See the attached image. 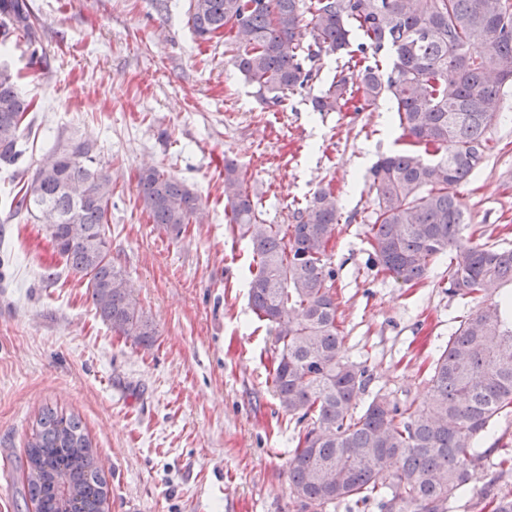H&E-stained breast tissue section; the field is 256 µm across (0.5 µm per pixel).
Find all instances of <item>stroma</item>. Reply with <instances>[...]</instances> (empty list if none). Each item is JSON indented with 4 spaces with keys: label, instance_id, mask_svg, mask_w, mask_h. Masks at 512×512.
<instances>
[{
    "label": "stroma",
    "instance_id": "stroma-1",
    "mask_svg": "<svg viewBox=\"0 0 512 512\" xmlns=\"http://www.w3.org/2000/svg\"><path fill=\"white\" fill-rule=\"evenodd\" d=\"M31 4L38 43L12 34L0 48L34 102L22 163L0 170V512H27L24 448L46 405L78 415L107 459L111 512H293L298 426L267 379L274 338L249 305L252 247L224 214V163L236 162L267 224L293 223L317 190L333 189L343 354L368 366L370 391L421 405L458 315L483 301L448 294L447 260L413 287L369 260L368 171L397 149L391 102L314 111L342 64L326 54L303 88L262 101L230 43L194 36L190 0ZM489 135L497 147L461 201L468 232L512 249V89ZM69 139L96 143L112 174V261L157 330L152 346L103 324L43 224L13 212V195ZM149 167L201 201L203 222L180 238L152 223L138 195Z\"/></svg>",
    "mask_w": 512,
    "mask_h": 512
}]
</instances>
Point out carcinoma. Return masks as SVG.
Returning <instances> with one entry per match:
<instances>
[{
  "instance_id": "1",
  "label": "carcinoma",
  "mask_w": 512,
  "mask_h": 512,
  "mask_svg": "<svg viewBox=\"0 0 512 512\" xmlns=\"http://www.w3.org/2000/svg\"><path fill=\"white\" fill-rule=\"evenodd\" d=\"M188 22L204 41L235 33V68L274 104L313 79L324 52L344 63L313 111L340 112L357 96V112L391 100L407 146L370 171L372 264L415 285L446 254L448 294L492 299L448 337L423 406L380 392L361 401L371 374L342 355L329 263L334 193L315 192L293 224H266L238 166L224 163V211L252 243V311L274 333L269 379L279 408L300 425L288 451L294 512H329L340 502L357 512L370 502L379 512H452L470 490L480 512H512V493L477 489L497 452L478 450L480 441L512 412V293L501 291L512 285V250L463 237L459 196L492 150L488 130L512 86V0H191ZM38 29L29 0H0L1 33L33 43ZM358 53L374 64L358 67ZM32 107L18 74L0 64L1 168L24 155ZM137 188L152 223L174 238L202 223L198 196L176 178L146 169ZM12 205L44 224L65 266L87 278L112 331L153 342L154 324L112 263V176L94 144L71 140L46 154ZM25 454L23 495L35 512H62V483L74 512H110L105 468L79 417L43 409Z\"/></svg>"
}]
</instances>
